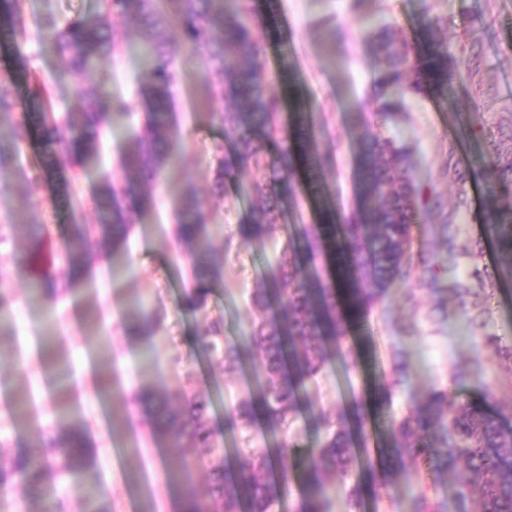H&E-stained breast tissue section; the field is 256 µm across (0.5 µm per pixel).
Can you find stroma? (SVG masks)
<instances>
[{
    "label": "stroma",
    "instance_id": "obj_1",
    "mask_svg": "<svg viewBox=\"0 0 512 512\" xmlns=\"http://www.w3.org/2000/svg\"><path fill=\"white\" fill-rule=\"evenodd\" d=\"M253 0L266 15L262 37L268 50L261 55L262 69L272 75V92L286 101H302L312 110L321 146L333 150L335 165L322 177L329 204L337 219L355 207L357 145L366 135H399L413 148L410 175L423 191L417 200L424 219L414 229V247L435 251L445 233L478 239L482 253L461 259L457 269L423 284L417 307H410L408 284L393 283L382 302L368 317L363 337L352 342V369L332 359L323 372L307 382L305 406L289 438L310 447L317 432L313 416L319 411L338 415L351 410L352 399H369L383 373L390 369L393 351H403L411 367L409 380L396 394L394 412L418 405L433 384H444L455 366L469 375L462 395L477 399L491 394L492 408L512 426V396L503 385L512 372L490 369L485 354L472 339L453 293L456 280L468 279L474 268H488L483 287L492 291L491 331L512 337V257L503 253L497 237L487 227V213L512 209V194L500 187L496 169L500 158H512V0ZM440 17L435 36L421 26L423 13ZM391 23L427 56L433 44L448 45L458 57L477 59L474 72L460 71L446 89L429 88L388 122H381L368 96L377 74L376 46L365 34ZM24 53L54 87L58 108H75L70 78L57 57L30 38ZM175 88L174 135L180 146L178 166L167 169L162 182L150 193L153 206L137 216L127 252L113 259L101 251L90 268V284L77 295L60 301L46 314L29 290L27 269L12 258L26 253L38 235L47 247L61 252L72 222L95 223L93 198L102 172L120 176L121 153L129 149L130 128L145 119L136 92L142 68L134 53L102 66L114 95L123 98L130 113L115 117L102 138L101 161L75 182L73 190L83 202L70 212L66 203H54L57 189L42 179H0V224L21 223L19 231L0 242V289L14 297L10 316L0 319V439L15 445L30 442L37 431L51 424L55 398L49 365L69 366L77 376L71 403L87 425L95 450L96 468L72 474L53 487V495L68 494L70 512H90L93 505L110 512H139L151 503L153 512H175L177 496L203 497L207 462L184 460L169 440L151 439L142 424V409H129L124 397L100 404L102 380L112 369L123 373L125 387L146 385L159 394L177 395L185 381L212 400L214 424H222L224 410L241 395L255 375L254 364L226 373L203 363L187 364L191 336L206 321L219 320L226 335L259 319L252 293L271 275L286 239L281 227L257 226L242 235L251 210L248 198L228 190L213 196L214 146L225 133L216 115L199 98L201 67L190 55L178 63ZM193 192L210 217L208 230L220 266L221 280L209 301L207 320L180 309L188 283L189 262L177 258L169 235L173 212L180 197ZM232 248H225V240ZM163 309V331L144 338L125 336L121 324L136 317L139 303ZM413 328L404 337L401 328ZM109 340L99 349L89 343L101 332ZM23 366H15L13 356ZM28 393L35 420L28 427H13L9 416L20 393ZM100 486L97 503L81 500L76 489L84 481Z\"/></svg>",
    "mask_w": 512,
    "mask_h": 512
}]
</instances>
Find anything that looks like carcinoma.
Instances as JSON below:
<instances>
[{"label":"carcinoma","mask_w":512,"mask_h":512,"mask_svg":"<svg viewBox=\"0 0 512 512\" xmlns=\"http://www.w3.org/2000/svg\"><path fill=\"white\" fill-rule=\"evenodd\" d=\"M132 9L139 21L134 50L145 66V80L138 88L145 121L131 135L133 147L120 157L121 176L101 181L93 199L97 222L71 225L65 242V287L35 278L36 291L51 299L87 283V261L98 250L109 248L114 256L124 251L133 216L152 204V196L136 195L133 188L159 183L165 170L178 163L179 151L171 138L174 63L184 51L202 66L208 104L224 103L217 116L231 141L215 145L216 153L223 154L216 168L217 193H224L228 183H238L258 157H267L268 175L246 188L254 200L248 223L276 225L290 208L299 206L302 187L312 197L320 193V175L335 163L333 153L321 149L307 107L296 105L288 123L282 122L285 101L269 90L258 64L265 50L264 19L247 2L228 13L223 0H97L94 12L61 23L53 14L31 22L23 0H0V32L17 49L37 33L65 65L72 92L81 101L78 111L55 116L49 86L23 58L29 96L39 104L28 112L16 95L14 71L1 69V177L27 176L16 162L36 136L43 153L35 177L56 182L58 196L71 198V186L98 157L102 133L112 127L113 117L128 110L99 74L103 61L123 53L113 22ZM173 27L180 30L178 43L167 36ZM375 41L378 72L372 100L386 120L406 111L409 101L424 94L427 86L443 89L448 76L470 66V59L450 57L441 46L420 59L413 44L391 25ZM411 153L412 146L397 137L362 139L358 204L340 225V243L326 232V223L335 222L328 209L320 211V224L294 225L266 287L252 295L255 307L265 310L277 302L281 314L249 323L239 336L224 335V323L213 321L193 338L191 353L226 372L241 368L248 358L258 362L255 379L224 411V431L248 440L262 417L275 436L273 447L255 448L240 462V449L217 445L208 397L186 392L179 395L176 407L161 398L159 411L146 421L150 436L211 456L208 502L196 506L195 512H286L294 484L304 496L299 512H332L338 482L346 487L347 512H364L367 498H387L398 512H442L429 484L431 476L440 473L456 477L454 512H512V429L490 408V395L478 401L452 400L447 386L434 384L418 409L396 417L391 406L409 376L408 362L399 351L392 353L390 371L368 405L356 407L353 427L338 425L321 411L316 426L323 435L317 447L299 448L286 436L300 413L305 381L321 372L347 339L350 326L366 318L390 284L409 279L416 269L417 282L433 280L442 270H455L459 258L482 251L479 240L459 242L451 236L440 256L412 252L413 230L421 220L414 200L421 191L409 175ZM300 168L305 170L302 185L296 182ZM511 223L512 216L488 217L489 227L500 232V243L512 255ZM172 234L190 256L194 276V287L184 292L180 309L205 317L220 268L208 215L195 194H188L176 208ZM454 291L466 326L483 333L479 340L488 362L512 371V339L486 332L491 310L485 289L458 280ZM163 321L162 310L142 307L137 322L126 331L152 336L163 329ZM374 409L383 418L384 436L372 456L367 425ZM87 438L85 422L62 400L53 425L28 446L0 441V499L20 483L27 512H69V497L48 502L44 491L68 472L92 468L95 457L84 448ZM398 477L405 479L399 494L394 491Z\"/></svg>","instance_id":"carcinoma-1"}]
</instances>
